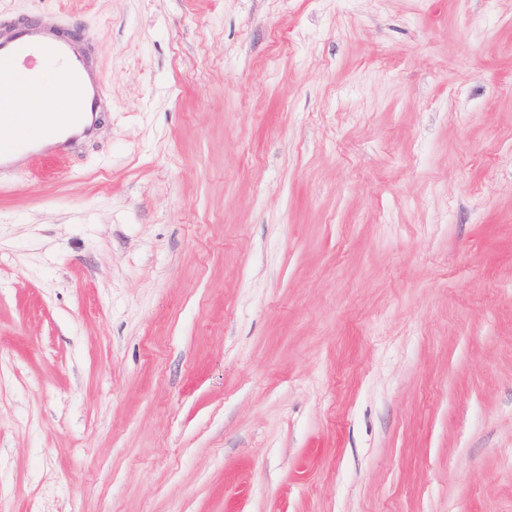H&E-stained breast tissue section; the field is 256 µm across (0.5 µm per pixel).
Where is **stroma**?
I'll use <instances>...</instances> for the list:
<instances>
[{
	"label": "stroma",
	"mask_w": 512,
	"mask_h": 512,
	"mask_svg": "<svg viewBox=\"0 0 512 512\" xmlns=\"http://www.w3.org/2000/svg\"><path fill=\"white\" fill-rule=\"evenodd\" d=\"M99 131L0 180V512H512V0H0Z\"/></svg>",
	"instance_id": "1"
}]
</instances>
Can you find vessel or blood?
<instances>
[{
  "mask_svg": "<svg viewBox=\"0 0 512 512\" xmlns=\"http://www.w3.org/2000/svg\"><path fill=\"white\" fill-rule=\"evenodd\" d=\"M64 65L77 96L56 112H12L19 93L40 102L42 84L27 68L37 61ZM105 80L87 43L35 21L0 28V178L28 157L61 152L92 136L105 106Z\"/></svg>",
  "mask_w": 512,
  "mask_h": 512,
  "instance_id": "1",
  "label": "vessel or blood"
}]
</instances>
